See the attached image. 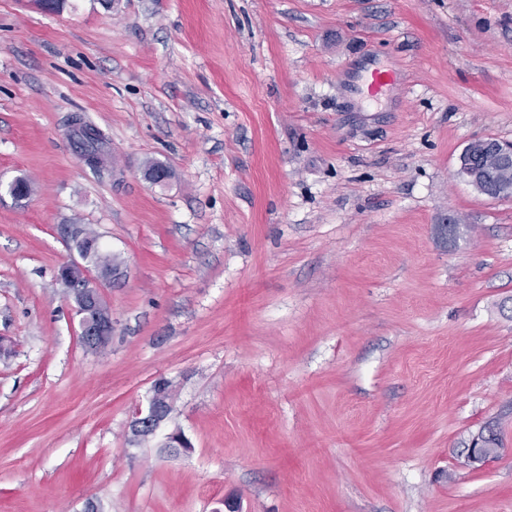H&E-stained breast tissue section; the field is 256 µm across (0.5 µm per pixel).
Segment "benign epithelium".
Instances as JSON below:
<instances>
[{"mask_svg": "<svg viewBox=\"0 0 512 512\" xmlns=\"http://www.w3.org/2000/svg\"><path fill=\"white\" fill-rule=\"evenodd\" d=\"M458 177L470 184L478 185L481 182L479 172L475 170L465 158H459V167L456 171ZM120 275V272L102 273L95 278L90 277L87 271L74 276L71 274V266L66 265L61 269L60 280L63 287L69 289V294L74 298L76 311L81 314L88 308L97 310L93 319L80 320V338L85 347L92 351H99L101 341L112 335V314L108 307L103 305L104 298L101 294L100 282H112ZM171 405L169 401L162 400L156 393H151L147 404L136 409L130 422V430L133 439L146 440L158 435L163 422L168 418ZM163 447L178 453H188L192 450L190 441L176 430L164 436Z\"/></svg>", "mask_w": 512, "mask_h": 512, "instance_id": "1", "label": "benign epithelium"}]
</instances>
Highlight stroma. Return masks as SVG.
<instances>
[{
  "label": "stroma",
  "instance_id": "obj_1",
  "mask_svg": "<svg viewBox=\"0 0 512 512\" xmlns=\"http://www.w3.org/2000/svg\"><path fill=\"white\" fill-rule=\"evenodd\" d=\"M487 136L512 0H0V512H512V198L456 175ZM69 224L123 260L100 354ZM161 378L191 452L130 440ZM397 73L394 70H376L371 73L368 83V94L377 99L398 85ZM72 267L73 265H66L61 269L60 280L74 298L77 313L81 315L87 308L97 309L98 313L94 319L81 318L80 338L88 350L99 352L101 341L106 336H112V314L108 306L102 304L104 298L99 282H112L120 275V270L115 273H101L96 278H91L83 269L79 276H73L70 272ZM74 286L78 290L72 291ZM475 436L479 439L480 447L474 448L473 446L472 448H468L466 453V459L472 464L484 463L489 458H492L491 455L483 453L481 448H485L487 452L496 453V450L502 447L500 428L496 421L486 422L479 429L478 433L472 437L471 441Z\"/></svg>",
  "mask_w": 512,
  "mask_h": 512
}]
</instances>
